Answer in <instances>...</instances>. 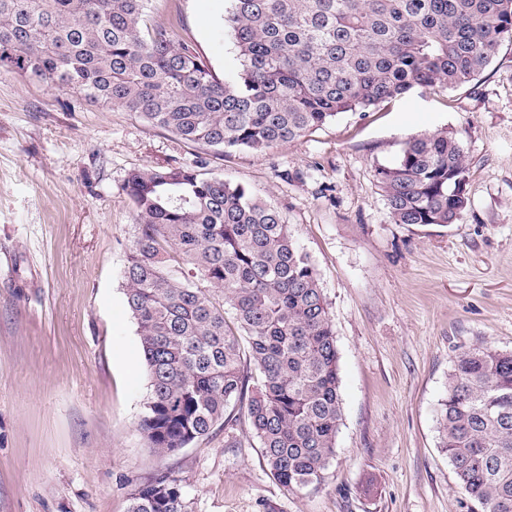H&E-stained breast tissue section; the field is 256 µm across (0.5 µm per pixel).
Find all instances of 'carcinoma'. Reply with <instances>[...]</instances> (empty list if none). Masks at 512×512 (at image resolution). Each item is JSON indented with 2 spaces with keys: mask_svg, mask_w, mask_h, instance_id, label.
<instances>
[{
  "mask_svg": "<svg viewBox=\"0 0 512 512\" xmlns=\"http://www.w3.org/2000/svg\"><path fill=\"white\" fill-rule=\"evenodd\" d=\"M148 2L0 0V76L124 108L188 143L264 152L416 87L468 86L512 43V0H229L239 69L223 82L150 21ZM378 176L395 224H455L466 208L469 167L451 131L410 139ZM123 190L138 217L123 279L149 377V447H187L238 402L284 491L321 484L336 456L340 356L310 257L241 184L142 168ZM439 434L468 512H512V351L455 357ZM127 512L191 510L160 472Z\"/></svg>",
  "mask_w": 512,
  "mask_h": 512,
  "instance_id": "1",
  "label": "carcinoma"
}]
</instances>
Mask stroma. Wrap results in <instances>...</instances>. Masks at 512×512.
I'll use <instances>...</instances> for the list:
<instances>
[{
  "mask_svg": "<svg viewBox=\"0 0 512 512\" xmlns=\"http://www.w3.org/2000/svg\"><path fill=\"white\" fill-rule=\"evenodd\" d=\"M218 78L237 61L227 0H150ZM453 131L470 167L458 223H392L378 180L404 143ZM200 166L276 208L317 269L340 354L325 480L286 493L229 405L160 457L122 271L138 168ZM512 350V43L471 85L414 88L267 152L188 144L118 107L0 78V512H127L157 471L192 512H467L439 446L454 357Z\"/></svg>",
  "mask_w": 512,
  "mask_h": 512,
  "instance_id": "obj_1",
  "label": "stroma"
}]
</instances>
